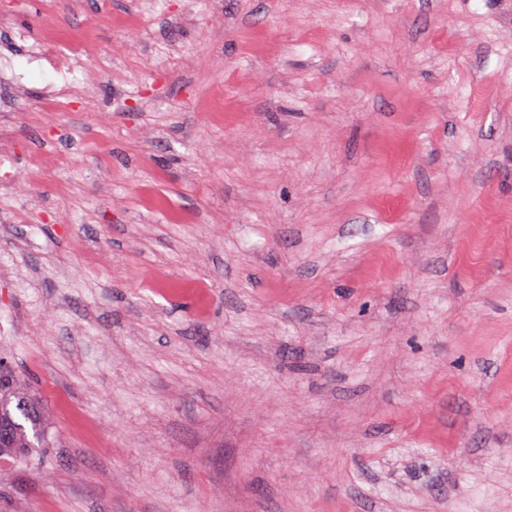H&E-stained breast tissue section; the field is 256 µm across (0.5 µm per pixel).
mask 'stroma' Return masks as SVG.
<instances>
[{
	"mask_svg": "<svg viewBox=\"0 0 512 512\" xmlns=\"http://www.w3.org/2000/svg\"><path fill=\"white\" fill-rule=\"evenodd\" d=\"M0 14V512H512V0ZM0 459L32 456L50 448V426L39 394L15 367L0 363Z\"/></svg>",
	"mask_w": 512,
	"mask_h": 512,
	"instance_id": "1",
	"label": "stroma"
}]
</instances>
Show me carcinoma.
<instances>
[{"instance_id": "1", "label": "carcinoma", "mask_w": 512, "mask_h": 512, "mask_svg": "<svg viewBox=\"0 0 512 512\" xmlns=\"http://www.w3.org/2000/svg\"><path fill=\"white\" fill-rule=\"evenodd\" d=\"M0 459L33 455L50 447V426L39 394L15 367L0 364Z\"/></svg>"}]
</instances>
